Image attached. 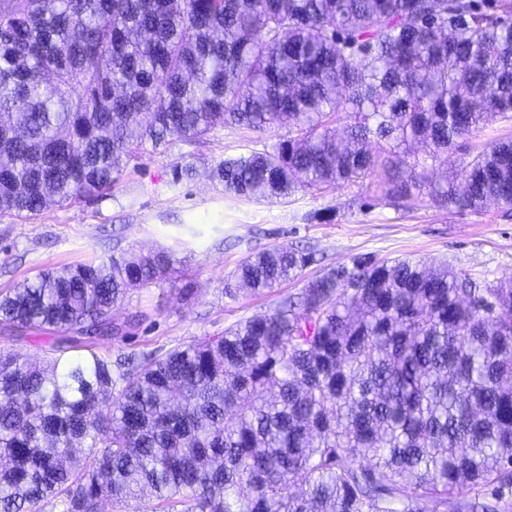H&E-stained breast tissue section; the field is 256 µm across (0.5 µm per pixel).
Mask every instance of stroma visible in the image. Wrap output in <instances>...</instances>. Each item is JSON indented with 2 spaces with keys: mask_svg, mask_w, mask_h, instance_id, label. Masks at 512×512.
<instances>
[{
  "mask_svg": "<svg viewBox=\"0 0 512 512\" xmlns=\"http://www.w3.org/2000/svg\"><path fill=\"white\" fill-rule=\"evenodd\" d=\"M273 141L219 128L202 142L124 163L123 180L110 195L54 204L30 221L0 215V289L40 269L98 262L132 248L174 250L179 264L171 279L134 291L114 311V322L128 329L112 339L117 356L183 347L268 311L277 295L298 291V284L261 295L232 294L226 285L249 254L299 241L316 251L302 273L306 280L363 256L445 260L479 280L512 279V207L460 213L422 197L405 208L378 189L375 176L261 202L226 196L214 185L217 161ZM180 159L196 175L174 185L170 165Z\"/></svg>",
  "mask_w": 512,
  "mask_h": 512,
  "instance_id": "obj_1",
  "label": "stroma"
}]
</instances>
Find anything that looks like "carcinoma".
<instances>
[{
    "label": "carcinoma",
    "instance_id": "cac0c4a2",
    "mask_svg": "<svg viewBox=\"0 0 512 512\" xmlns=\"http://www.w3.org/2000/svg\"><path fill=\"white\" fill-rule=\"evenodd\" d=\"M512 0H0V214L112 191L122 161L229 127L288 136L221 160L224 194L380 176L386 195L512 206ZM343 125L337 130V125ZM448 170L432 179L429 168ZM173 184L195 175L171 167ZM168 250L38 271L0 292V512H509L512 281L359 257L222 336L112 361V310ZM309 255H249L253 293ZM512 137V122L497 121L486 125L476 136L469 138L465 146L469 151H477L489 146L494 141Z\"/></svg>",
    "mask_w": 512,
    "mask_h": 512
}]
</instances>
